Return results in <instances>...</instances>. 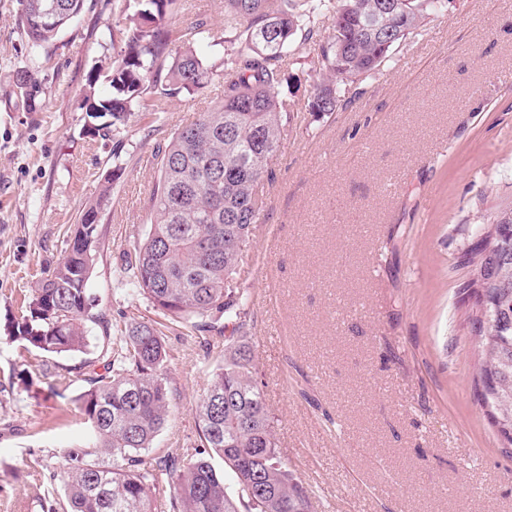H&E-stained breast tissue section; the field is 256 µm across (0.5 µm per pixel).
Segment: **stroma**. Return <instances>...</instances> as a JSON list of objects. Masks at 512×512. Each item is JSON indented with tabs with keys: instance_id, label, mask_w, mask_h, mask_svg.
<instances>
[{
	"instance_id": "obj_1",
	"label": "stroma",
	"mask_w": 512,
	"mask_h": 512,
	"mask_svg": "<svg viewBox=\"0 0 512 512\" xmlns=\"http://www.w3.org/2000/svg\"><path fill=\"white\" fill-rule=\"evenodd\" d=\"M17 9L0 0V512H46L47 487L64 496L50 472L89 433L75 401L111 342L98 332L87 352L42 353L9 339L7 319L64 256L117 162L88 286L111 329L156 318L124 273L149 229L153 155L223 86L178 95L160 119L132 117L119 139L88 137L102 120L82 90L113 56L116 0H85L42 57L37 112L13 78L28 55ZM288 70L296 81L281 96L302 106L319 71L313 45H295ZM345 94L347 107L301 111L286 128L237 277L279 449L315 512H512V445L477 399L462 289L465 252L512 207V0H445ZM166 346L176 408L149 453L189 457L224 339L176 329Z\"/></svg>"
}]
</instances>
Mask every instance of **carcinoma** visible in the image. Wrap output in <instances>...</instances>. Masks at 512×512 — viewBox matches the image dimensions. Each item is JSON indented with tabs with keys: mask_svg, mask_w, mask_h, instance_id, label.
Here are the masks:
<instances>
[{
	"mask_svg": "<svg viewBox=\"0 0 512 512\" xmlns=\"http://www.w3.org/2000/svg\"><path fill=\"white\" fill-rule=\"evenodd\" d=\"M386 2L224 0V30L218 32L202 20L171 27L177 0H122L125 22L109 33L117 49L106 75L112 92L95 96L98 67L85 91L86 111L112 121L89 136L118 137L133 113L158 116L175 95H194L216 78L223 98L154 154L150 228L127 273L164 321L126 323L112 341L106 373L88 379L77 409L91 441L65 455V498L50 512H154L165 486L169 512H312V491L278 450L275 416L256 379L249 299L236 275L242 247L265 216L261 181L295 118L280 97L289 50L314 39L317 20L330 22V37L317 47L319 79L305 111L316 117L334 112L340 87L381 71L394 46L439 14L444 0H393L389 8ZM18 3L30 58L14 79L35 90L24 108L37 112V60L81 14L84 0ZM120 171H106L100 196L76 219L95 241ZM481 236L500 246H474L467 258L475 307L468 324L480 348L475 384L498 434L512 444V208L500 210ZM95 259L93 245L66 251L30 289L24 313L7 327L9 338L62 354L85 351L96 326L109 334L87 288ZM169 323L224 336V363L212 371L195 408L200 449L188 460L176 452L148 455L173 409L164 371ZM214 455L224 472L214 468Z\"/></svg>",
	"mask_w": 512,
	"mask_h": 512,
	"instance_id": "carcinoma-1",
	"label": "carcinoma"
}]
</instances>
